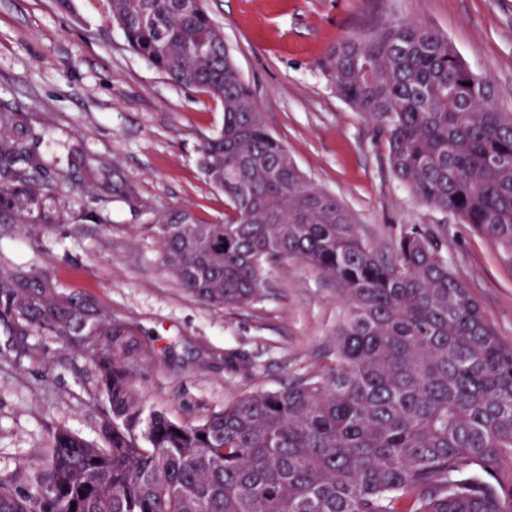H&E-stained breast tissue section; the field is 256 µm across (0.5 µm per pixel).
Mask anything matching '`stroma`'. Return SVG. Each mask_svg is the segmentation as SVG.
Wrapping results in <instances>:
<instances>
[{
  "mask_svg": "<svg viewBox=\"0 0 512 512\" xmlns=\"http://www.w3.org/2000/svg\"><path fill=\"white\" fill-rule=\"evenodd\" d=\"M270 131L361 234L391 253L403 227H438L448 262L512 346V259L472 225L419 203L386 141L341 99L322 62L342 41L396 19L447 35L512 109V0H206ZM0 112L63 178L49 224L0 223V278L22 272L39 317L0 289V475L18 474L49 425L97 439L98 322L124 331L146 410L196 421L232 398L320 370L341 317L334 282L291 262L268 268L260 300L207 304L163 268L154 228L187 211L221 223L224 196L197 162L224 117L132 52L107 0H0Z\"/></svg>",
  "mask_w": 512,
  "mask_h": 512,
  "instance_id": "35a3bbf8",
  "label": "stroma"
}]
</instances>
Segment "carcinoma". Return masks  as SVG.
I'll return each mask as SVG.
<instances>
[{"label":"carcinoma","instance_id":"obj_1","mask_svg":"<svg viewBox=\"0 0 512 512\" xmlns=\"http://www.w3.org/2000/svg\"><path fill=\"white\" fill-rule=\"evenodd\" d=\"M108 2L132 51L224 108L198 147L224 223L157 225L167 273L206 303L243 307L261 298L265 269L304 262L336 282L343 317L331 365L197 421L144 414L116 356L129 340L99 325V440L50 427L20 471L30 489L0 476V512H512V346L443 240L413 224L386 257L362 237L270 133L204 0ZM323 66L415 199L512 256V111L448 39L396 19ZM11 125L1 112L0 220L50 224L43 199L57 185Z\"/></svg>","mask_w":512,"mask_h":512}]
</instances>
